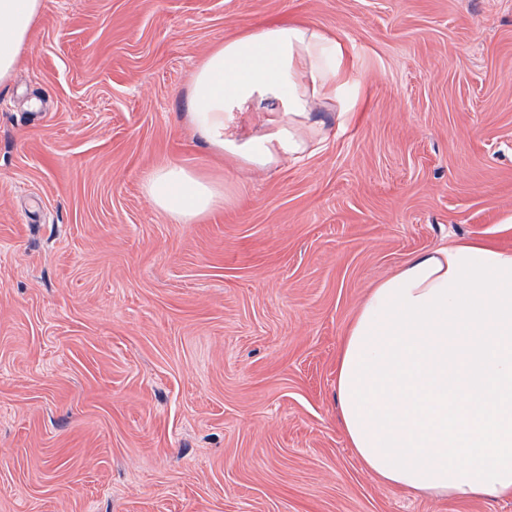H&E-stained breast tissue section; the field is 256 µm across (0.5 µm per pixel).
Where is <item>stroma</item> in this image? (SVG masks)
I'll use <instances>...</instances> for the list:
<instances>
[{
  "mask_svg": "<svg viewBox=\"0 0 512 512\" xmlns=\"http://www.w3.org/2000/svg\"><path fill=\"white\" fill-rule=\"evenodd\" d=\"M294 18L352 47L357 114L224 162L193 73ZM164 161L235 204L170 223ZM451 240L512 248V0H43L0 88V512H512L380 484L338 420L367 291Z\"/></svg>",
  "mask_w": 512,
  "mask_h": 512,
  "instance_id": "1",
  "label": "stroma"
}]
</instances>
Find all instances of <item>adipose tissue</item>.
Listing matches in <instances>:
<instances>
[{"instance_id":"adipose-tissue-1","label":"adipose tissue","mask_w":512,"mask_h":512,"mask_svg":"<svg viewBox=\"0 0 512 512\" xmlns=\"http://www.w3.org/2000/svg\"><path fill=\"white\" fill-rule=\"evenodd\" d=\"M42 0H0V85ZM350 47L302 21L261 22L215 47L187 91L212 153L266 170L311 154L318 111L354 116ZM143 189L174 224L231 202L223 184L165 162ZM336 395L349 448L379 482L433 501L512 498V249L454 241L370 288L342 339Z\"/></svg>"}]
</instances>
